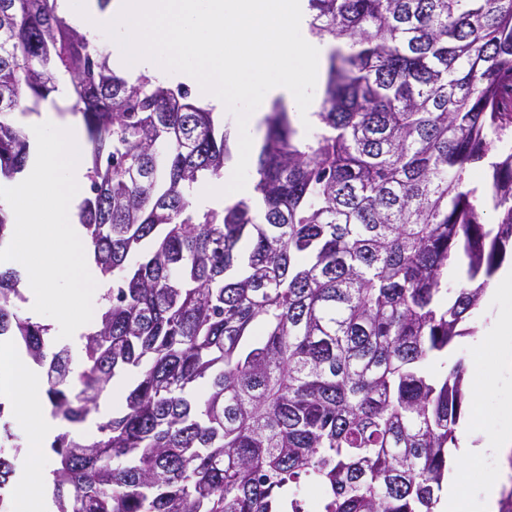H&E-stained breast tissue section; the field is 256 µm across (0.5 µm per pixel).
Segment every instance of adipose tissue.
<instances>
[{"mask_svg":"<svg viewBox=\"0 0 512 512\" xmlns=\"http://www.w3.org/2000/svg\"><path fill=\"white\" fill-rule=\"evenodd\" d=\"M494 333V368H486L481 363L474 367L476 389L482 395L496 391L498 372L512 369L511 311L499 315ZM0 375L9 382L8 390L17 404L16 418L26 426L34 448L30 464L18 480L15 512H50V504L44 494L48 471L44 449L57 435L59 425L44 413L40 370L9 341L0 337ZM511 456L512 431L489 430L475 439L467 433L462 436L459 449L461 463L468 464L487 457L503 461ZM507 475L504 469L492 472L474 489L468 488L465 475H457L448 483L442 512H496L499 493Z\"/></svg>","mask_w":512,"mask_h":512,"instance_id":"ef3b65f1","label":"adipose tissue"}]
</instances>
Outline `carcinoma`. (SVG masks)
I'll list each match as a JSON object with an SVG mask.
<instances>
[{
  "instance_id": "1",
  "label": "carcinoma",
  "mask_w": 512,
  "mask_h": 512,
  "mask_svg": "<svg viewBox=\"0 0 512 512\" xmlns=\"http://www.w3.org/2000/svg\"><path fill=\"white\" fill-rule=\"evenodd\" d=\"M329 56L321 128L267 116L249 199L200 210L224 176L213 112L109 57L57 0H0V180L26 166L17 114L68 80L91 166L79 211L110 283L84 368L18 313L0 336L46 370L57 512H435L465 398L448 347L512 247V0H309ZM489 162L483 195L469 167ZM497 222H484L486 204ZM467 282L448 299V265ZM15 475L0 451V489Z\"/></svg>"
}]
</instances>
